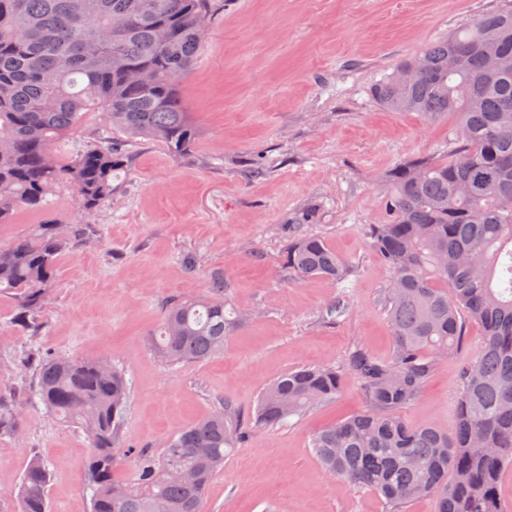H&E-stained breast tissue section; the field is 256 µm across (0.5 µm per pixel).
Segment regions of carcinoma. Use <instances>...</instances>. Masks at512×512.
Masks as SVG:
<instances>
[{
  "label": "carcinoma",
  "instance_id": "cac0c4a2",
  "mask_svg": "<svg viewBox=\"0 0 512 512\" xmlns=\"http://www.w3.org/2000/svg\"><path fill=\"white\" fill-rule=\"evenodd\" d=\"M216 0H0V224L17 210L43 212L66 184L92 212L112 199V179L128 163L126 145L104 140L69 159L52 144L83 113L128 139L147 138L182 156L198 128L181 83L195 64L202 17ZM152 77L138 84L132 73ZM371 94L392 112L454 113L458 146L443 160L415 159L385 176V212L364 232L390 271L381 302L392 330L389 354L356 344L340 368L288 371L262 393L250 422L230 400L167 438L156 456L130 448V480L115 453L131 397L127 371L102 359L27 353L37 382L28 400L89 441L84 465L91 512H204L205 493L224 460L252 431L283 425L336 401L343 374L360 383L366 408L317 431L315 457L326 473L377 493L387 512L433 497L437 512H509L501 498L512 470V11L483 14L447 39L401 61ZM69 238L53 219L0 249V294L16 301L14 324L37 317ZM291 276L346 287L349 263L323 237L293 225L283 251ZM248 315L231 307L224 280L192 301L166 304L152 344L171 364L202 363ZM483 329L473 359L458 362L453 428L412 426L401 409L435 369L458 356L469 322ZM16 406L0 399V437H19ZM49 465L34 456L17 488L0 493V512H51Z\"/></svg>",
  "mask_w": 512,
  "mask_h": 512
}]
</instances>
